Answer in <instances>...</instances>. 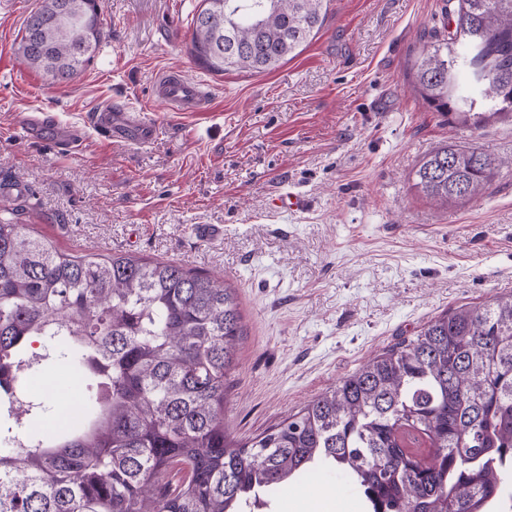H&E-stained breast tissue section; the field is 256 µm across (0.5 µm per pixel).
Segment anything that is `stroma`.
I'll list each match as a JSON object with an SVG mask.
<instances>
[{"instance_id": "35a3bbf8", "label": "stroma", "mask_w": 512, "mask_h": 512, "mask_svg": "<svg viewBox=\"0 0 512 512\" xmlns=\"http://www.w3.org/2000/svg\"><path fill=\"white\" fill-rule=\"evenodd\" d=\"M41 0L0 11V219L74 255L134 253L224 276L244 336L224 421L255 437L457 307L512 294V122L449 124L414 88L422 50L448 33L445 0H327L322 29L276 69L213 73L191 54L200 0H99L103 38L54 83L17 51ZM203 81L209 107L151 104L162 72ZM149 110L153 140L102 138L90 112ZM47 127L25 135L27 117ZM82 145L61 151L57 130ZM456 141L501 158L476 199L437 206L415 186ZM299 192L302 210L276 206ZM221 234L204 238L198 225ZM267 512H364L340 473L299 479Z\"/></svg>"}]
</instances>
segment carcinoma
Masks as SVG:
<instances>
[{
  "label": "carcinoma",
  "instance_id": "1",
  "mask_svg": "<svg viewBox=\"0 0 512 512\" xmlns=\"http://www.w3.org/2000/svg\"><path fill=\"white\" fill-rule=\"evenodd\" d=\"M325 0H201L192 54L207 70L275 69L321 29ZM454 28L415 64L448 123L512 118V0H448ZM103 36L98 0H42L18 53L74 78ZM502 161L449 142L415 185L471 200ZM243 336L223 278L131 254L58 251L0 221V512H256L306 473L336 469L366 512H512V296L460 307L388 348L272 429L224 425ZM58 362L84 384L76 423L26 426L25 384Z\"/></svg>",
  "mask_w": 512,
  "mask_h": 512
}]
</instances>
